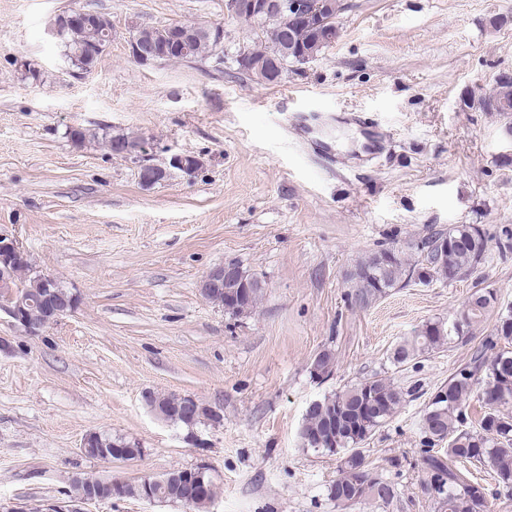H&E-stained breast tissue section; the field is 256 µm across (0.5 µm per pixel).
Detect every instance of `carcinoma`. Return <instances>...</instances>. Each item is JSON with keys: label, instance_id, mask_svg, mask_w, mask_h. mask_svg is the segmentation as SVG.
<instances>
[{"label": "carcinoma", "instance_id": "1", "mask_svg": "<svg viewBox=\"0 0 512 512\" xmlns=\"http://www.w3.org/2000/svg\"><path fill=\"white\" fill-rule=\"evenodd\" d=\"M340 11L339 0H332L328 12L320 18L288 24L245 20L255 35L252 43L243 47L250 59L246 72L263 78L267 84L280 83L288 65L307 63L336 42ZM106 27H112L107 16L101 23L78 28L62 39L70 66L84 70L81 53L100 44ZM222 52L224 47L209 38H200L188 45L186 54L173 53L166 60L196 62ZM472 104L483 112L512 114V80H496L489 92L473 98ZM416 249L421 260L415 265L407 264L394 248L374 253L363 262L356 272L361 298H374L401 288L423 274L448 282L466 278L485 260L487 242L477 225L454 224L430 229ZM496 302L494 293L474 291L452 325L426 323L411 341L397 345L393 360L403 364L420 353L444 347L452 340V334L463 333ZM496 336L503 347L494 359L487 361L480 351H474L470 362L431 394L421 419L425 443L431 448L446 445L443 453L430 454L425 459L438 512H487L486 488L460 469L464 463L489 462L498 485L512 489V310L499 318ZM479 386L485 411L476 429L462 430L467 401ZM402 402L401 390L386 379L374 377L325 396L315 402V408L306 411L303 431L309 440L304 446L345 454L329 489L337 506L348 508L364 501L387 504L395 497L391 484H367L357 473L359 469L373 473L357 445L386 423ZM204 481L207 493L200 499L187 485H159L154 500L179 502L195 512H207L216 487L209 476H204Z\"/></svg>", "mask_w": 512, "mask_h": 512}]
</instances>
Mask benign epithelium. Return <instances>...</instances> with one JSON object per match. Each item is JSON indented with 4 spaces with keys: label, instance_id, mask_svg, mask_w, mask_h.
<instances>
[{
    "label": "benign epithelium",
    "instance_id": "obj_1",
    "mask_svg": "<svg viewBox=\"0 0 512 512\" xmlns=\"http://www.w3.org/2000/svg\"><path fill=\"white\" fill-rule=\"evenodd\" d=\"M227 14L252 18L257 15L281 19L290 22L308 14L310 0H225ZM93 14L81 10L59 15L54 23L53 35L61 37L64 31L85 24ZM128 45L132 57L141 64L152 63L155 51L141 45L137 30H132L128 37ZM156 145L149 138H137L122 143L114 155L129 160L136 165L138 179L146 187L165 181L171 171L178 170L192 175L200 168L202 160L186 154H173L163 164L154 162ZM28 254L20 241L15 237L0 234V281L8 282L16 268L26 263ZM262 288L261 281L252 276L246 277L241 268L227 262L212 268L199 282L201 296L208 302L227 310L234 309L240 303H249ZM77 299L60 289L59 283L53 278H38L29 289H20L10 293L7 299L0 301L3 310L25 333L35 335L47 326L56 322L61 316L72 312ZM182 410L192 416H205L213 423L221 421V415L210 406L200 403L190 395L179 397ZM81 452L94 459L128 461L138 457V453L127 443L107 444L102 440L101 433H87L80 445ZM207 468L199 466L192 469L174 471L172 478L188 485L203 482V474ZM82 490L72 497L71 504L63 508L59 505H46V512H82L80 505L106 501L121 495L123 482L105 480L101 477H85L77 480Z\"/></svg>",
    "mask_w": 512,
    "mask_h": 512
}]
</instances>
